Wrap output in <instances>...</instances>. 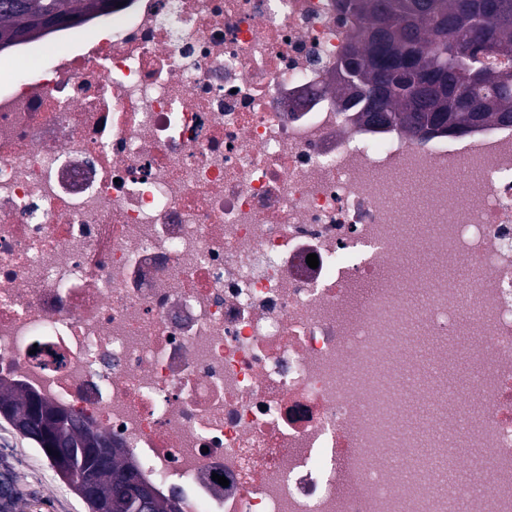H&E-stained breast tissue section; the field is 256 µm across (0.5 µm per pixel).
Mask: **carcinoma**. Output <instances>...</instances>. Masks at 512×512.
I'll return each mask as SVG.
<instances>
[{"mask_svg":"<svg viewBox=\"0 0 512 512\" xmlns=\"http://www.w3.org/2000/svg\"><path fill=\"white\" fill-rule=\"evenodd\" d=\"M0 0V51L43 34L29 18L53 12L65 25L83 22L92 14L112 11L115 0ZM497 15H484L480 0H342L341 7L355 24L359 40L350 43L336 69V95L351 101L373 124L400 126L409 132L462 134L488 122L512 123V0H495ZM480 18L490 37L469 42L467 23ZM460 56L457 70L435 71L444 58ZM466 97L481 106L479 120L454 106ZM62 422L71 446L68 466L79 475L84 450L109 443L104 434L69 423V414L0 379V417L9 423L27 416L30 401ZM147 484L125 450L112 449L107 467L96 476V492L112 502V512H181L154 492L141 507L133 492Z\"/></svg>","mask_w":512,"mask_h":512,"instance_id":"obj_1","label":"carcinoma"}]
</instances>
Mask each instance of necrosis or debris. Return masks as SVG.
<instances>
[{
  "mask_svg": "<svg viewBox=\"0 0 512 512\" xmlns=\"http://www.w3.org/2000/svg\"><path fill=\"white\" fill-rule=\"evenodd\" d=\"M353 36L124 0L0 87V375L182 512H512V126L340 111Z\"/></svg>",
  "mask_w": 512,
  "mask_h": 512,
  "instance_id": "1",
  "label": "necrosis or debris"
}]
</instances>
